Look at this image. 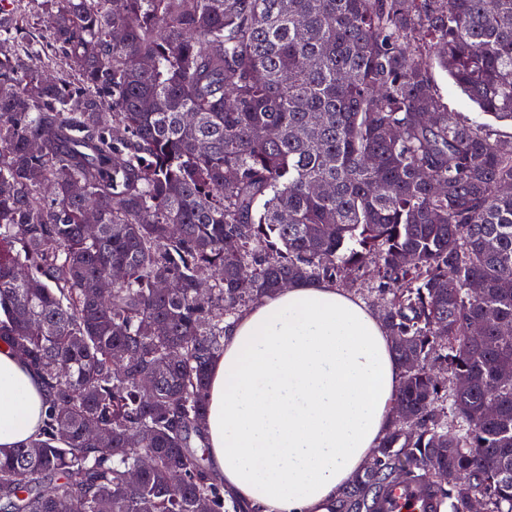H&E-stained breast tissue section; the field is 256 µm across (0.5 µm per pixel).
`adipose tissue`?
Instances as JSON below:
<instances>
[{
  "instance_id": "obj_1",
  "label": "adipose tissue",
  "mask_w": 512,
  "mask_h": 512,
  "mask_svg": "<svg viewBox=\"0 0 512 512\" xmlns=\"http://www.w3.org/2000/svg\"><path fill=\"white\" fill-rule=\"evenodd\" d=\"M400 367L377 315L300 281L224 325L212 362L209 462L254 512H330L390 429ZM40 378L0 347V453L33 438Z\"/></svg>"
}]
</instances>
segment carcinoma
I'll list each match as a JSON object with an SVG mask.
<instances>
[{"mask_svg": "<svg viewBox=\"0 0 512 512\" xmlns=\"http://www.w3.org/2000/svg\"><path fill=\"white\" fill-rule=\"evenodd\" d=\"M35 2L77 78L0 29V347L46 403L0 512H249L201 453L224 322L368 266L402 380L331 512H512V139L434 81L512 123V0ZM435 83L448 109L459 112L468 122L489 124V129L496 137L509 139L512 137V126L506 122H494L489 117L477 112L472 102L457 89L449 80L448 75L440 69L435 70ZM393 512H428L424 501L416 491L397 492L391 505Z\"/></svg>", "mask_w": 512, "mask_h": 512, "instance_id": "cac0c4a2", "label": "carcinoma"}]
</instances>
